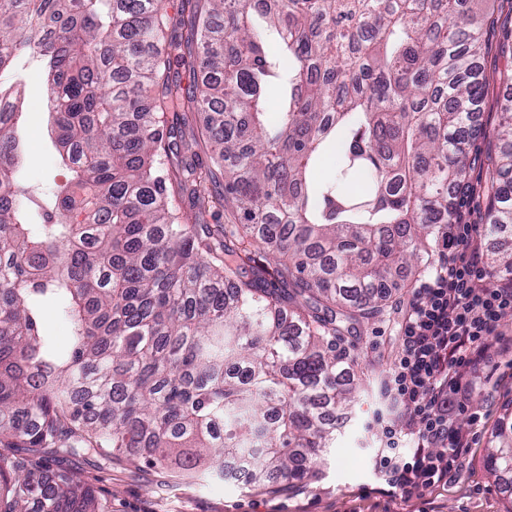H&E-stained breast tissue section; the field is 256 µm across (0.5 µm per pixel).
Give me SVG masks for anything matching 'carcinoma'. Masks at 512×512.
<instances>
[{"label":"carcinoma","mask_w":512,"mask_h":512,"mask_svg":"<svg viewBox=\"0 0 512 512\" xmlns=\"http://www.w3.org/2000/svg\"><path fill=\"white\" fill-rule=\"evenodd\" d=\"M486 2L182 0L202 73L190 91L170 77L162 0H0V71L39 59L70 172L34 232L20 92L0 85V512H104L7 448L173 462L183 480L200 465L222 478L228 460L262 486L315 476L328 415L356 402L336 335L381 312L401 273L429 271L425 242L466 183ZM163 110L207 113L214 166L178 153ZM501 112L490 235L512 227V99ZM173 189L231 223H189ZM46 305L71 321L65 349L41 329ZM485 464L512 493V422Z\"/></svg>","instance_id":"carcinoma-1"}]
</instances>
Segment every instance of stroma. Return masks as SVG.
<instances>
[{"instance_id": "stroma-1", "label": "stroma", "mask_w": 512, "mask_h": 512, "mask_svg": "<svg viewBox=\"0 0 512 512\" xmlns=\"http://www.w3.org/2000/svg\"><path fill=\"white\" fill-rule=\"evenodd\" d=\"M511 24L512 14L498 9L483 27L486 51L479 65L490 86L480 105L471 148L469 182L477 187L483 184L485 157L496 141L501 119L505 91L495 79L506 62L498 45ZM0 82L19 85L24 95L23 121L17 131L23 148L18 175L30 192L28 209L38 224L66 178L49 136L44 72L39 63L23 58L16 68L0 72ZM415 281V275H408L405 288L393 295L383 314L360 320L338 340L352 360L350 376L359 401L337 432L319 480L273 491L250 487L246 479L237 477L175 480L157 468L124 459L95 466L82 457L47 462L41 455L22 452L18 458L24 467L37 464L44 473L61 472L84 481L108 512H507L512 502L487 470L484 458L495 430L512 418V353L502 352L503 340H512V312L499 323L501 338L488 350L489 364L473 371L469 399L455 418L472 442L461 476L448 486L428 490L423 499L404 503L395 499L376 468L379 441L388 423L384 381L399 346L400 309Z\"/></svg>"}]
</instances>
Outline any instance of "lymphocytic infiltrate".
Returning <instances> with one entry per match:
<instances>
[{"label": "lymphocytic infiltrate", "instance_id": "f902f5d3", "mask_svg": "<svg viewBox=\"0 0 512 512\" xmlns=\"http://www.w3.org/2000/svg\"><path fill=\"white\" fill-rule=\"evenodd\" d=\"M508 311L512 276L489 267L478 224L470 213L453 210L438 260L407 303L384 387L393 422L378 468L402 501L461 474L471 441L454 416L467 399L472 367L485 361L489 339ZM408 438L412 450L400 453Z\"/></svg>", "mask_w": 512, "mask_h": 512}]
</instances>
